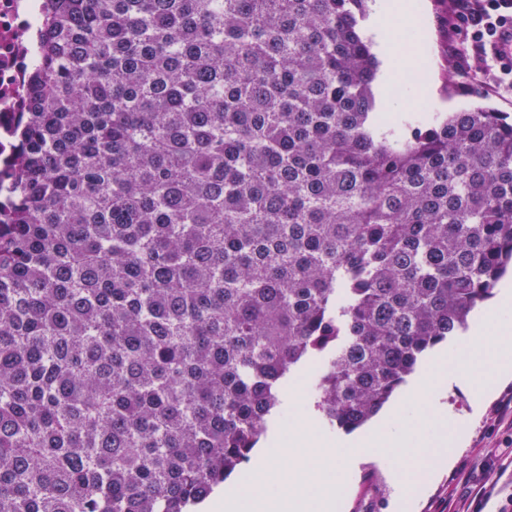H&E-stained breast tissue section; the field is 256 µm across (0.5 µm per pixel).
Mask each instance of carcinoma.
I'll return each instance as SVG.
<instances>
[{
  "instance_id": "cac0c4a2",
  "label": "carcinoma",
  "mask_w": 512,
  "mask_h": 512,
  "mask_svg": "<svg viewBox=\"0 0 512 512\" xmlns=\"http://www.w3.org/2000/svg\"><path fill=\"white\" fill-rule=\"evenodd\" d=\"M367 0H43L0 213V512H191L290 373L368 422L512 265V118L371 112Z\"/></svg>"
}]
</instances>
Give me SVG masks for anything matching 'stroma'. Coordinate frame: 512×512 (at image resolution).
<instances>
[{"mask_svg": "<svg viewBox=\"0 0 512 512\" xmlns=\"http://www.w3.org/2000/svg\"><path fill=\"white\" fill-rule=\"evenodd\" d=\"M422 2L424 9L419 18L425 31L423 39L405 46V30L410 22L404 17L398 21L396 37L403 43V55L427 58L428 65L416 80L395 75L385 102H374V112L397 123L408 112H455L479 100L512 115L510 95L480 96L459 91V74L448 59L447 4L445 0ZM474 396L471 390L454 385L448 388V404L470 432L467 445L460 449L455 461L456 467H465L469 478L462 483L455 480L453 470L438 472L426 487L418 512H438L449 503L462 512H512V456L505 450L506 442L512 439V429L498 423L502 403L512 399V381L501 384L477 416L471 407ZM347 479L349 495L341 512H393L396 486L386 461L374 459L348 469Z\"/></svg>", "mask_w": 512, "mask_h": 512, "instance_id": "35a3bbf8", "label": "stroma"}]
</instances>
